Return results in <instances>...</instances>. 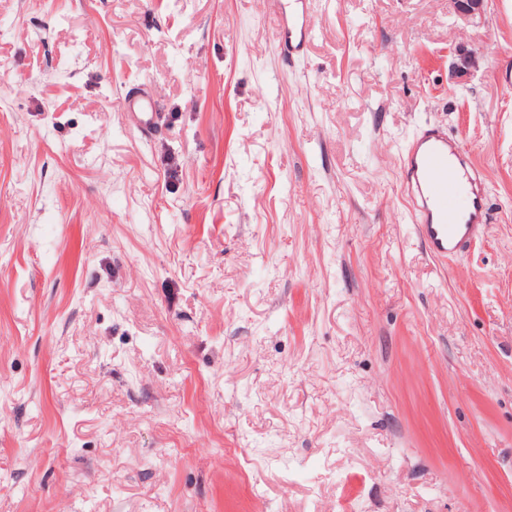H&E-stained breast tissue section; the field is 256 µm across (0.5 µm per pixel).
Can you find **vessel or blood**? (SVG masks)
<instances>
[{"label": "vessel or blood", "instance_id": "b4317fda", "mask_svg": "<svg viewBox=\"0 0 512 512\" xmlns=\"http://www.w3.org/2000/svg\"><path fill=\"white\" fill-rule=\"evenodd\" d=\"M284 49L300 55L310 43L314 22L309 0H269ZM128 110L141 128L158 121L155 104L131 99ZM401 178L411 201L417 228L431 251L441 257L460 254L487 220V196L481 172L470 155L438 127H426L406 147Z\"/></svg>", "mask_w": 512, "mask_h": 512}]
</instances>
